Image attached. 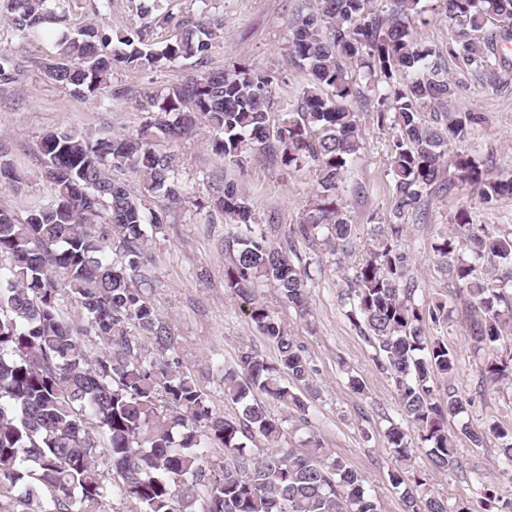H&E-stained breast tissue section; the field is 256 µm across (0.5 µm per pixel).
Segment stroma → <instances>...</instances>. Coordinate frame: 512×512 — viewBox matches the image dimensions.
<instances>
[{
  "instance_id": "stroma-1",
  "label": "stroma",
  "mask_w": 512,
  "mask_h": 512,
  "mask_svg": "<svg viewBox=\"0 0 512 512\" xmlns=\"http://www.w3.org/2000/svg\"><path fill=\"white\" fill-rule=\"evenodd\" d=\"M299 0H210L213 12L224 17V43L216 47L211 64L232 67L247 62L281 73L277 93L292 97L307 76L290 59L287 50L288 20ZM82 20L96 21L120 32L135 23L130 0H86ZM8 49L24 72L10 92L0 96V140L7 143L11 157L26 172L22 192L0 186V205L22 210L27 197L45 196L49 188L38 176L41 157L36 144L43 133L59 126L87 130L110 124L116 131L137 129L146 114L135 103L113 110L93 99H78L68 90L47 79L36 62L55 51V37L42 32L19 39L0 24V48ZM449 111L472 109L485 120L456 143V150L477 156L493 173L512 174V75L502 74L501 82L489 84L485 78L466 77L456 95L445 104ZM364 150L351 172L353 181L364 191L346 193L341 204L357 226L356 242L364 244L373 225L392 220L394 183L389 166L390 126L377 121L373 102L356 104ZM208 131H200L190 141L171 145L183 181L203 189L208 173L217 163L208 148ZM227 176L252 197L261 219H274L287 229L305 208L312 192L308 172L288 174L266 157L252 159L245 168L230 167ZM467 210L471 223L501 232L512 227V197L493 205L484 204L467 183L454 181L450 191H437L426 197L420 210L410 214L399 241L409 253V276L416 303L431 305L441 301L446 310L439 321L428 323V336L447 343L455 352L457 371L453 383L466 401L467 410L449 420L457 432L462 461L460 469L440 472L434 469L416 429L405 423L397 403L394 384L376 366V352L351 324L338 293L345 289L343 273L328 256L298 244L297 254L310 278L312 304L309 319L284 303L274 290L261 289L264 301L296 333L313 369L318 393L311 402L310 427L289 436L298 445L308 433H316L326 448L365 478V486L379 502L382 512H406L401 489L395 488L389 474L396 459L385 433L391 425L402 426L413 448L409 473L425 479L430 492L447 499L449 505L463 504L471 512H491L485 500V486H493L500 502H512V482L502 478L506 467L499 453V442L487 436L492 421L512 425V379L490 382L482 373L471 338L475 317L469 293L440 267L432 246L453 223L458 210ZM151 251L156 259L152 286L147 294L160 315L175 327L177 349L185 367L196 376L208 393L215 412L232 415L235 405L224 399L222 365L234 362L242 348H253L266 357L275 351L251 326L239 301L224 288L223 224H207L195 207L167 218L163 235L154 239ZM365 384L364 394L348 385L349 375ZM484 434L481 447H474L461 427Z\"/></svg>"
}]
</instances>
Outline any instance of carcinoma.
Returning a JSON list of instances; mask_svg holds the SVG:
<instances>
[{
    "label": "carcinoma",
    "instance_id": "carcinoma-1",
    "mask_svg": "<svg viewBox=\"0 0 512 512\" xmlns=\"http://www.w3.org/2000/svg\"><path fill=\"white\" fill-rule=\"evenodd\" d=\"M168 0H136L139 24L116 37L93 23L72 34L82 0H8L5 23L20 37L55 25L56 53L40 62L45 74L79 99L117 108L137 99L146 120L131 133L74 128L46 131L38 142L47 198L30 199L24 216L0 207V512H103L117 495L131 512H380L365 478L331 456L310 436L301 447L282 446L285 423H308L312 368L304 348L257 295L266 284L305 316L311 311L309 274L295 263V241L324 250L344 271L342 299L348 317L374 346L376 363L393 380L398 407L414 425L436 469L460 464L448 418L465 400L451 383L455 357L448 344L426 336V320L446 306L415 304L407 273L411 259L399 248L406 217L434 188L451 186L446 168L472 184L486 203L512 196V176L491 177L475 157L446 159L448 146L464 140L483 117L472 110L438 112L458 86L446 57L459 72L493 75L506 62L512 41V0H439L452 24L445 51L417 39L411 19L422 0H306L288 22V51L308 81L292 100L276 103L278 74L239 63L211 66L224 38V17L197 0V15L174 21ZM175 23L171 38L158 30ZM187 65L191 73L160 93L112 84L117 67L133 71ZM21 72L0 49V86ZM364 80L377 98V119L395 130L389 145L395 204L390 224H376L361 259L355 225L336 203L350 166L363 148L352 102ZM208 129L220 162L243 166L254 153L279 159L287 172L308 168L313 195L289 232L270 241L272 225L259 223L252 199L233 181L206 183L194 197L179 178L166 145ZM24 175L0 143V183ZM192 204L208 223L232 226L224 246L232 252L224 287L246 304L244 315L275 349L267 360L253 348L223 369L224 400L239 406L218 415L176 352L174 329L146 295L149 243L163 232V218ZM441 268L465 287L482 311L471 326L480 349H489L484 374L492 382L512 376L491 352L505 320L512 319V229L492 234L482 224L457 223L433 246ZM490 277L473 276L474 263ZM78 308L66 315L61 298ZM101 347L91 352L82 337ZM446 380L438 392L433 379ZM270 398L287 409L271 417ZM489 432L512 462V426ZM260 437L268 447L247 443ZM399 462L389 473L403 488L407 512H448V502L427 491L424 480L407 483L411 459L406 433L386 434ZM112 460L111 476L99 469L100 449ZM226 461L205 466L208 449Z\"/></svg>",
    "mask_w": 512,
    "mask_h": 512
}]
</instances>
